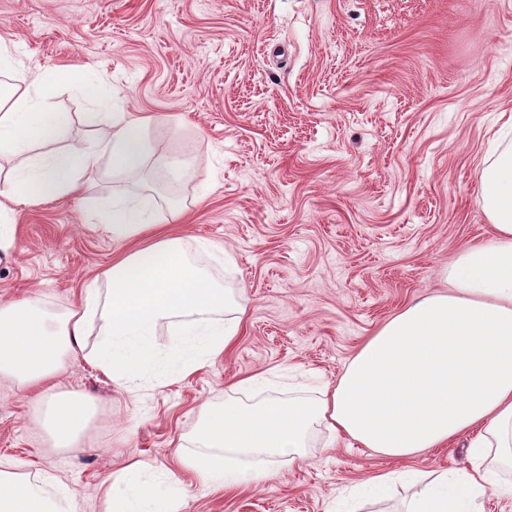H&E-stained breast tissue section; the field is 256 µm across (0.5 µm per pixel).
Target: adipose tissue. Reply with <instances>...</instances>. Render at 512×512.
<instances>
[{
	"instance_id": "ef3b65f1",
	"label": "adipose tissue",
	"mask_w": 512,
	"mask_h": 512,
	"mask_svg": "<svg viewBox=\"0 0 512 512\" xmlns=\"http://www.w3.org/2000/svg\"><path fill=\"white\" fill-rule=\"evenodd\" d=\"M16 75L23 92L0 84V158L18 162L0 172V252L14 244L13 205L39 197L80 196L109 158L116 173L143 168L156 146L153 119L118 112L89 144L67 145L69 125L50 111L63 77L29 73L0 43V74ZM487 245H473L445 272L451 290L411 303L384 324L349 362L336 385L315 399H270L199 408L194 453L179 469L140 462L107 478V512H181L179 470L224 486L262 479L225 462V455L270 459L296 452L323 427L335 437L395 460L467 438L469 464L439 470L405 500L403 512H480L488 491L512 477V149L500 150L479 175ZM97 208L113 243L152 236L122 254L64 311L38 297L0 305V383L31 392V404L56 447H73L92 408L83 394L60 391L70 361L84 360L116 388L171 385L230 347L242 304L229 300L209 259L225 260L223 244L159 234L147 204L111 196ZM168 339L159 342L158 329ZM0 512H79L73 495L47 474L0 470Z\"/></svg>"
}]
</instances>
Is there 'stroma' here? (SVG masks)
Here are the masks:
<instances>
[{"mask_svg": "<svg viewBox=\"0 0 512 512\" xmlns=\"http://www.w3.org/2000/svg\"><path fill=\"white\" fill-rule=\"evenodd\" d=\"M24 69L72 74L53 111L69 141L97 112L155 116L148 196L167 231L223 242L215 274L247 312L232 346L185 381L118 390L85 361L64 391L95 401L79 443L54 447L26 392L0 394V461L30 462L105 512V480L171 462L206 401L318 397L388 319L446 291L443 271L492 228L479 174L512 113V0H0V40ZM190 160L181 179L165 162ZM109 159L84 198L15 207L0 302L60 311L111 262L97 200L130 192ZM186 209L169 222L167 209ZM264 373L252 392L239 379ZM465 440L397 461L326 429L299 455L249 458L260 483L181 472L182 512H332L370 475L465 467Z\"/></svg>", "mask_w": 512, "mask_h": 512, "instance_id": "obj_1", "label": "stroma"}]
</instances>
